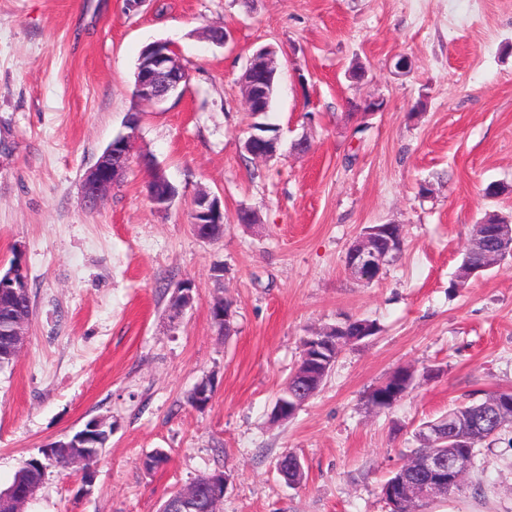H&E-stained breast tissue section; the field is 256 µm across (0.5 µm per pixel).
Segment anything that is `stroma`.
<instances>
[{
    "label": "stroma",
    "instance_id": "stroma-1",
    "mask_svg": "<svg viewBox=\"0 0 512 512\" xmlns=\"http://www.w3.org/2000/svg\"><path fill=\"white\" fill-rule=\"evenodd\" d=\"M212 25L226 44L208 40ZM156 40L175 46L189 81L153 106L136 96L134 65ZM264 46L278 62L270 160L241 148L254 117L239 78ZM355 60L368 69L357 85ZM365 98L383 110L349 117ZM127 133L129 170L84 207L83 173ZM145 157L178 189L166 213L147 198ZM492 181L508 190L491 201ZM201 189L224 204L220 240L190 224ZM243 207L258 223H237ZM489 210L512 213V0H145L131 15L124 0H0V263L21 256L32 305L26 346L0 369V488L39 448L104 417L113 432L91 490L80 472L49 469L26 512H158L218 469L220 512H389L381 486L416 429L512 389V257L453 284ZM389 221L403 253L354 281L350 244ZM186 278L199 299L175 323L172 288ZM218 299L231 304L227 335L211 317ZM342 317L380 331L347 346L295 416L271 420L302 338ZM405 366L413 390L371 406ZM206 376L214 395L193 408ZM158 449L168 463L146 469ZM286 452L301 483L276 468ZM426 512H512V428Z\"/></svg>",
    "mask_w": 512,
    "mask_h": 512
}]
</instances>
